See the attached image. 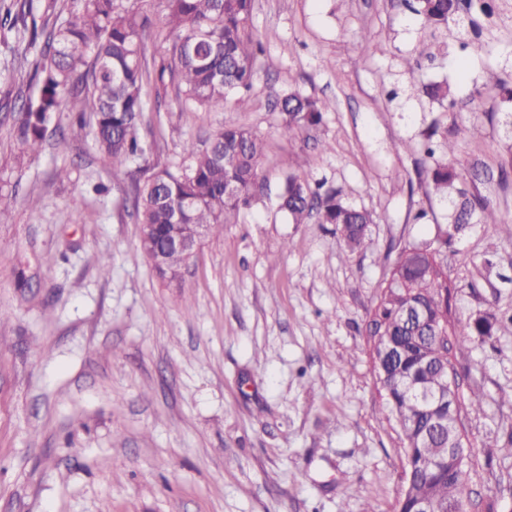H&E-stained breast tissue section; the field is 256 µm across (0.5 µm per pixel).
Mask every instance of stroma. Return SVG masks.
Masks as SVG:
<instances>
[{
	"instance_id": "obj_1",
	"label": "stroma",
	"mask_w": 512,
	"mask_h": 512,
	"mask_svg": "<svg viewBox=\"0 0 512 512\" xmlns=\"http://www.w3.org/2000/svg\"><path fill=\"white\" fill-rule=\"evenodd\" d=\"M495 7L482 56L460 67L437 47L410 70L421 33L390 0H254L250 108L182 112L159 87L138 127L151 150L118 178L67 112L15 164L26 73L0 43V512H396L404 459L365 327L385 255L443 239L454 321L505 320L452 352L460 397L484 394L462 415L465 508L512 512V139L496 87L512 0ZM411 83L448 84L456 108L406 101ZM289 88L330 101L319 125L285 129L269 99ZM227 126L263 139L266 194L162 281L138 250L133 184ZM447 137L452 195L489 199L497 223L449 233L450 198L419 174ZM291 170L371 211L372 248L278 214Z\"/></svg>"
}]
</instances>
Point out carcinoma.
I'll return each mask as SVG.
<instances>
[{
	"instance_id": "carcinoma-1",
	"label": "carcinoma",
	"mask_w": 512,
	"mask_h": 512,
	"mask_svg": "<svg viewBox=\"0 0 512 512\" xmlns=\"http://www.w3.org/2000/svg\"><path fill=\"white\" fill-rule=\"evenodd\" d=\"M408 8L420 30L452 28L460 51L479 55L486 45L477 18L493 15L490 0H391ZM163 39L167 55L155 71L144 57L148 16L124 5V0H0V35L10 34L27 48L38 49L30 79L37 91L25 97L15 118L14 148L18 157L41 151L46 132L57 127V114L70 112L77 124L94 116V145L119 174L147 153L138 138L143 113L151 111L152 85L169 83L177 91L179 111H222L232 104L250 106L248 92L256 76V61L264 52L250 19L253 0H161ZM80 77H75V74ZM330 103L297 89L274 93L273 109L294 131L323 119ZM263 141L244 127H227L203 149L188 144L173 166L152 173L136 185L138 223L157 225L155 245L162 246L166 225L180 213L186 224H205L208 234L234 224L240 213L260 200ZM455 144L428 146L424 173L437 196L448 193L455 173L448 158ZM305 172H288L277 198V209L293 224L317 216L333 224L351 250L368 247L367 226L373 215L342 200L340 191L323 189ZM448 223L458 231L468 224H496L491 203L462 196ZM185 256L166 253L164 281L181 269ZM450 285L440 249L430 243L403 248L388 280L383 282L369 313L367 336L377 383L394 418L405 459L404 484L397 512H415L423 500L438 512H466L463 491L470 449L455 444L453 422L432 433L434 423L450 412L448 403L424 405L408 383L427 388L440 385L438 370L416 366L419 352L438 357L442 328L465 343L492 335L498 318L488 310L473 322L448 325Z\"/></svg>"
}]
</instances>
